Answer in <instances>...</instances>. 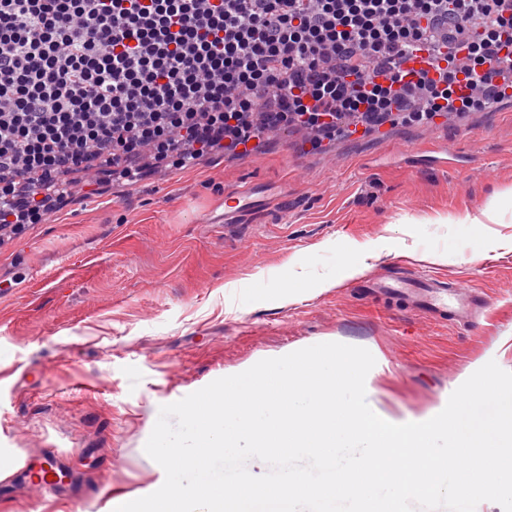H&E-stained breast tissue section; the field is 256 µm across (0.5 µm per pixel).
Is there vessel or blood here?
<instances>
[{
	"label": "vessel or blood",
	"instance_id": "1",
	"mask_svg": "<svg viewBox=\"0 0 512 512\" xmlns=\"http://www.w3.org/2000/svg\"><path fill=\"white\" fill-rule=\"evenodd\" d=\"M249 190L233 189L224 195V217L232 219L243 213L248 205ZM415 295V308L425 317L434 320L459 321L473 313L482 311L486 302L469 286L447 280L414 274L395 279L390 292ZM71 466L66 458L56 451H45L39 458L25 460L10 476L0 480V495H10L13 488L26 485L43 492L57 490Z\"/></svg>",
	"mask_w": 512,
	"mask_h": 512
}]
</instances>
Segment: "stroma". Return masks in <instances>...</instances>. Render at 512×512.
<instances>
[{
  "label": "stroma",
  "instance_id": "35a3bbf8",
  "mask_svg": "<svg viewBox=\"0 0 512 512\" xmlns=\"http://www.w3.org/2000/svg\"><path fill=\"white\" fill-rule=\"evenodd\" d=\"M265 133L137 184L102 175L0 246V448H53L83 474L67 495L19 486L0 512H110L158 488L144 451L161 406L260 360L325 342L370 350L372 410L441 411L493 361L512 372V100L455 122L395 120L310 148ZM259 205L223 224L224 192ZM498 207L495 224L464 218ZM424 271L482 292L472 323L372 291Z\"/></svg>",
  "mask_w": 512,
  "mask_h": 512
}]
</instances>
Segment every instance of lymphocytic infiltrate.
I'll return each mask as SVG.
<instances>
[{
	"label": "lymphocytic infiltrate",
	"instance_id": "f902f5d3",
	"mask_svg": "<svg viewBox=\"0 0 512 512\" xmlns=\"http://www.w3.org/2000/svg\"><path fill=\"white\" fill-rule=\"evenodd\" d=\"M423 48L445 69L403 82ZM511 93L512 0H0V230L144 156L181 167L289 125L423 122Z\"/></svg>",
	"mask_w": 512,
	"mask_h": 512
}]
</instances>
